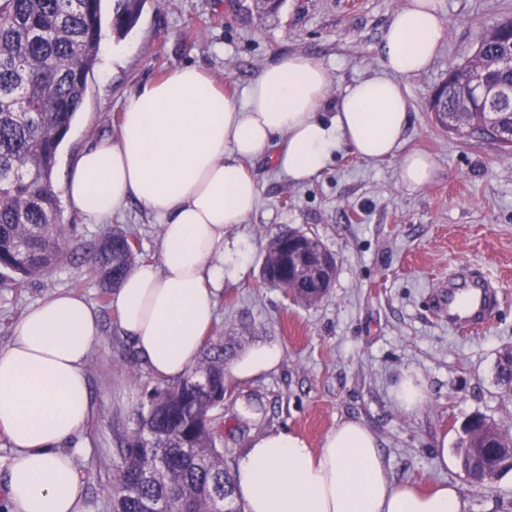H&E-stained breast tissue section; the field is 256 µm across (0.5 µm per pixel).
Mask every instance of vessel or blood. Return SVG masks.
Listing matches in <instances>:
<instances>
[{"label": "vessel or blood", "mask_w": 512, "mask_h": 512, "mask_svg": "<svg viewBox=\"0 0 512 512\" xmlns=\"http://www.w3.org/2000/svg\"><path fill=\"white\" fill-rule=\"evenodd\" d=\"M497 302V290L480 280L448 283L439 295V305L448 314V325L456 329L482 328Z\"/></svg>", "instance_id": "obj_1"}]
</instances>
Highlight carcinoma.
I'll return each mask as SVG.
<instances>
[{
	"instance_id": "1",
	"label": "carcinoma",
	"mask_w": 512,
	"mask_h": 512,
	"mask_svg": "<svg viewBox=\"0 0 512 512\" xmlns=\"http://www.w3.org/2000/svg\"><path fill=\"white\" fill-rule=\"evenodd\" d=\"M140 0H115L112 27L122 34L135 22ZM102 0H0V284L21 290L48 276L72 245L73 225L60 222V191L53 179L58 148L80 112L87 78L102 39ZM501 45L487 43L463 66L480 75L476 61L494 59ZM431 107L447 128L445 114L459 104L453 88ZM458 135H484L483 117H456ZM140 252L134 236L105 232L86 251L99 279L101 299L125 278ZM304 303L318 296L311 282L292 286ZM498 381L512 387V359L499 356ZM224 346L206 349L188 374L153 388L147 408L119 439L121 466L113 479L114 512H148L163 502L172 512H244L224 463L226 394ZM512 434L481 415L471 417L455 444L462 471L480 479L479 449L504 447Z\"/></svg>"
}]
</instances>
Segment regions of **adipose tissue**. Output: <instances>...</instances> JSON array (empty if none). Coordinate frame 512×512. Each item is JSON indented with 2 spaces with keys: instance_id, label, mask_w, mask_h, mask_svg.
I'll use <instances>...</instances> for the list:
<instances>
[{
  "instance_id": "ef3b65f1",
  "label": "adipose tissue",
  "mask_w": 512,
  "mask_h": 512,
  "mask_svg": "<svg viewBox=\"0 0 512 512\" xmlns=\"http://www.w3.org/2000/svg\"><path fill=\"white\" fill-rule=\"evenodd\" d=\"M444 38L435 0H408L383 36L382 73L348 86L329 117L328 74L315 58L268 64L241 100L184 66L131 95L117 139L78 154L62 180L71 209L97 224L134 201L163 224L157 260L131 271L112 299L121 334L156 377L193 368L225 278L247 263L249 245L225 244L224 230L257 207L250 162L272 156L301 184L343 150L369 162L393 156L410 120L401 81L424 71ZM99 334L96 310L60 292L32 305L0 346V433L13 449L8 512H79L84 484L64 447L92 414L85 362ZM283 357L279 344L259 343L227 374L249 381L276 371ZM232 476L246 512H462L456 488L394 482L378 437L354 420L317 448L291 430L266 432Z\"/></svg>"
}]
</instances>
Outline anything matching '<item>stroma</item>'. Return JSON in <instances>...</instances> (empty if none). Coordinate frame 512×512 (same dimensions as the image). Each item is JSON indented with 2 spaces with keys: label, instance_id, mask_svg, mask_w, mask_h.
<instances>
[{
  "label": "stroma",
  "instance_id": "35a3bbf8",
  "mask_svg": "<svg viewBox=\"0 0 512 512\" xmlns=\"http://www.w3.org/2000/svg\"><path fill=\"white\" fill-rule=\"evenodd\" d=\"M406 2L281 0L268 12L259 0H141L134 24L120 35L111 26L114 0H104L103 38L116 54L98 58L90 73L53 177L62 179L87 145L118 137L137 88L187 65L240 96L267 64L308 55L329 72L324 110L332 112L347 86L381 72L384 33ZM436 6L446 39L428 68L402 83L410 121L393 157L373 164L341 151L303 184L269 159L254 168L258 205L246 223L224 233L228 242L247 241L249 258L245 270L225 279L208 339L223 343L228 364L261 341L279 343L284 358L276 373L235 383L225 400L224 461L233 465L235 449L266 431H295L316 448L338 423L355 419L377 435L393 480L423 490L456 487L462 512H512V469L491 488L477 489L459 465L444 462L473 415L512 432V395L496 367L500 352L512 346V152L448 134L429 108L435 88L474 54L483 30L512 17V0H436ZM411 152L435 164L432 180L417 189L400 179ZM60 221L75 225L88 246L104 229L122 228L134 234L143 260L157 257L162 225L137 203L102 225L65 206ZM285 230L319 239L336 258L332 286L316 304L298 303L264 278L267 245ZM462 263L500 292L498 309L476 332L449 329L437 305L439 285ZM58 291L83 297L100 315L101 334L86 363L94 412L76 457L85 483L81 512H112L109 490L121 463L114 438L132 427L157 379L120 333L78 253L28 288H0V344L31 304ZM407 374L425 383L426 400L415 412L394 397ZM241 401L253 408L251 420L238 419Z\"/></svg>",
  "mask_w": 512,
  "mask_h": 512
}]
</instances>
